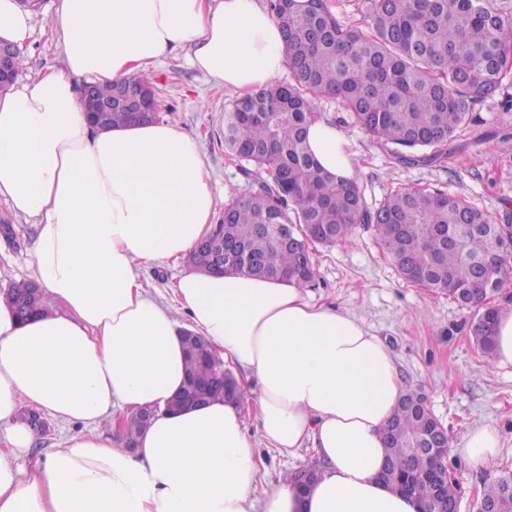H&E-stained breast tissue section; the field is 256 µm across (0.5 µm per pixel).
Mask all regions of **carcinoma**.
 <instances>
[{
	"instance_id": "obj_1",
	"label": "carcinoma",
	"mask_w": 512,
	"mask_h": 512,
	"mask_svg": "<svg viewBox=\"0 0 512 512\" xmlns=\"http://www.w3.org/2000/svg\"><path fill=\"white\" fill-rule=\"evenodd\" d=\"M280 25L293 81H272L224 111V148L253 183L243 197L222 205L213 233L224 236V272L295 281L314 279L315 260L304 245L308 225L318 244L343 242L354 228H371L400 275L428 292L475 309L471 334L493 351L496 308L491 305L512 276V239L491 215L464 199L429 188L398 187L369 209L355 180L337 181L320 168L306 145L308 125L318 119L314 101L339 102L372 140L392 147L403 164H431L448 156L455 132L474 104L512 81V0H359L362 25L343 24L328 0H269ZM288 235L301 248L283 244ZM195 270H212L210 256L195 247L187 257ZM34 280L14 282L7 296L21 320L48 309ZM200 336L186 332L187 376L209 392L237 399V378L216 356L196 360ZM422 388L402 394L386 431L388 451L382 482L392 491L448 512L459 502V485L439 458L411 454L426 433L448 444L443 424L423 404ZM154 411L141 410L126 424L133 448ZM317 461L289 474L309 484ZM480 505L512 512V472L484 486Z\"/></svg>"
}]
</instances>
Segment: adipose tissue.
<instances>
[{"label": "adipose tissue", "instance_id": "ef3b65f1", "mask_svg": "<svg viewBox=\"0 0 512 512\" xmlns=\"http://www.w3.org/2000/svg\"><path fill=\"white\" fill-rule=\"evenodd\" d=\"M51 31L62 67L0 96V199L38 226L50 300L22 323L0 297V512H417L380 479L405 389L385 343L296 283L245 273H184L178 309L159 302L140 268L187 257L214 225L201 147L157 120L98 129L81 104V81L136 78L183 45L205 76L250 93L285 68L277 22L258 0H58ZM306 144L336 179L355 178L336 126L313 121ZM188 330L242 372L253 421L237 402L167 410ZM25 404L86 429L28 460ZM146 406L158 413L128 450L115 413ZM255 433L284 456L315 450L325 466L307 493L283 481L255 498Z\"/></svg>", "mask_w": 512, "mask_h": 512}]
</instances>
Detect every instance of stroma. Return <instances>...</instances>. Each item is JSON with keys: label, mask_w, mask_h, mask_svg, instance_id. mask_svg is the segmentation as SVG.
I'll list each match as a JSON object with an SVG mask.
<instances>
[{"label": "stroma", "mask_w": 512, "mask_h": 512, "mask_svg": "<svg viewBox=\"0 0 512 512\" xmlns=\"http://www.w3.org/2000/svg\"><path fill=\"white\" fill-rule=\"evenodd\" d=\"M56 0H31V37L22 55L17 80L26 83L59 67V50L50 36ZM189 47L169 54L147 73L156 90L159 118L198 136L212 183L222 196L247 193L252 185L224 151V110L237 92L215 85L188 64ZM512 83L475 106L472 122L455 133V148L437 166L400 165L375 144L335 100L315 103L320 119L346 137L356 152L357 181L368 207H376L399 186L438 188L465 198L498 223L512 224ZM14 242H0V295L10 283L35 278L30 243L36 225L14 219ZM315 277L306 293L315 303L333 306L361 318L391 349L406 386H422L433 413L444 424L452 446H459L478 426L495 427L500 437L497 458L476 468L462 455L448 462L462 494L459 512H477L480 491L503 472H512V366H498L470 334L473 313L448 296L433 294L402 280L373 231L360 225L347 241L315 246ZM264 459L259 488L280 483L287 474L310 464L311 449L297 456L280 455L258 442Z\"/></svg>", "instance_id": "stroma-1"}]
</instances>
